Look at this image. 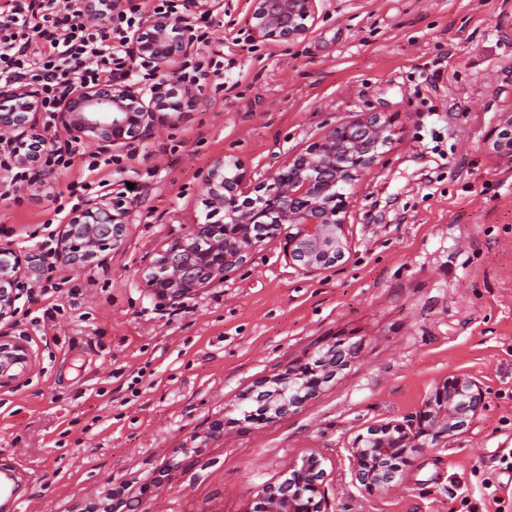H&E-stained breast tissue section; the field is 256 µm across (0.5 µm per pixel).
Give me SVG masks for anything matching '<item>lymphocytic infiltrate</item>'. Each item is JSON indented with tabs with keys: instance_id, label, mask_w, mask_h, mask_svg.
Wrapping results in <instances>:
<instances>
[{
	"instance_id": "f902f5d3",
	"label": "lymphocytic infiltrate",
	"mask_w": 512,
	"mask_h": 512,
	"mask_svg": "<svg viewBox=\"0 0 512 512\" xmlns=\"http://www.w3.org/2000/svg\"><path fill=\"white\" fill-rule=\"evenodd\" d=\"M126 2L115 12L100 0L93 13L85 0H0V83L37 87L51 117L71 87L154 79L156 66L133 60L129 42L147 15L173 13L174 0ZM208 75L223 81V60H185L173 69L170 88L202 89Z\"/></svg>"
}]
</instances>
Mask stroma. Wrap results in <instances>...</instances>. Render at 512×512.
<instances>
[{
  "mask_svg": "<svg viewBox=\"0 0 512 512\" xmlns=\"http://www.w3.org/2000/svg\"><path fill=\"white\" fill-rule=\"evenodd\" d=\"M248 9L224 0L206 49L235 59L231 89L206 81L202 109L134 142L110 175L131 222L103 261L43 270L80 166L36 168L18 202L0 200V241L35 259L5 326L32 352L0 389L5 512H252L259 489L313 452L325 512H512V159L486 147L512 109V0H320L291 42L252 32ZM370 112L392 118L393 139L347 189L336 267L305 275L274 238L197 298L173 305L146 288L155 250L204 222L216 160L258 183ZM331 349L346 358L318 393L279 418L246 416L251 392ZM459 374L480 383L484 410L417 449L398 485L366 492L353 439L416 415Z\"/></svg>",
  "mask_w": 512,
  "mask_h": 512,
  "instance_id": "1",
  "label": "stroma"
}]
</instances>
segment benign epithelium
I'll return each instance as SVG.
<instances>
[{"label":"benign epithelium","instance_id":"7a95c632","mask_svg":"<svg viewBox=\"0 0 512 512\" xmlns=\"http://www.w3.org/2000/svg\"><path fill=\"white\" fill-rule=\"evenodd\" d=\"M176 17L153 14L144 23L146 37H135L134 59H144L164 69L194 51L184 36L192 19L201 14L224 11V0H180ZM247 23L251 30L270 41H290L309 29L317 17V0H249ZM204 106L197 95L178 94L160 81L150 97L130 84L77 86L66 96L55 114L56 123L74 139L94 145L103 154L146 139L158 126L174 127L182 115ZM40 108L32 86L8 84L0 87V133L22 148L34 142L31 152L16 154L25 165H35L47 140L39 133ZM391 118L371 112L341 122L329 129L303 153L289 157L268 181L248 196L247 172L235 161L228 166L217 160L204 175L208 222L195 225L190 237L175 240L154 252L145 267V279L153 295L178 304L198 297L248 262L266 238L284 237L289 261L305 274H318L335 267L349 248L345 213V188L371 169L380 149L391 141ZM490 152L512 158V110L501 114L488 138ZM129 211L120 197H89L62 226L56 242L59 262L82 268L100 260L102 254L123 240ZM29 257L12 244L0 242V323L13 317L15 302L28 288ZM345 354L326 355L323 376L298 383L283 374L276 386L262 390L256 399L267 402L274 416L291 408L320 388L332 368ZM32 359L23 340L0 331V388L10 387L26 372ZM485 406L479 383L467 376L444 382L435 399L405 424L385 423L358 435L348 448L356 480L370 491L387 490L400 476L408 455L428 441L451 440L467 427ZM327 474L315 455L289 468L288 477L264 487L257 496L255 512H322Z\"/></svg>","mask_w":512,"mask_h":512}]
</instances>
